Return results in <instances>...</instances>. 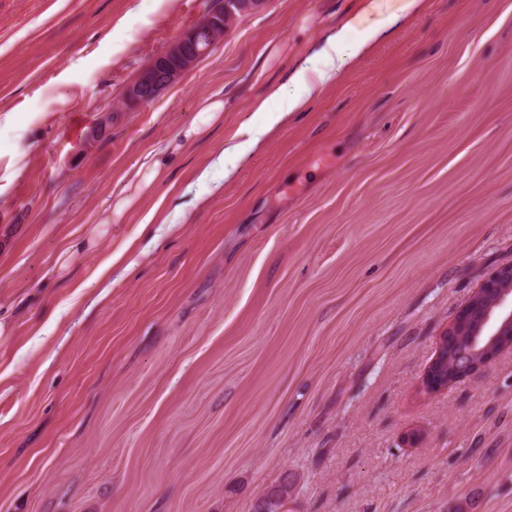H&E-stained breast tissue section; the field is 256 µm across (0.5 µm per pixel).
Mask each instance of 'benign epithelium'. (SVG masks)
I'll return each mask as SVG.
<instances>
[{
    "mask_svg": "<svg viewBox=\"0 0 512 512\" xmlns=\"http://www.w3.org/2000/svg\"><path fill=\"white\" fill-rule=\"evenodd\" d=\"M263 0H231L226 6V16L247 15L255 11ZM204 28L196 27L183 33L160 57L151 59L137 77L123 90L124 101L132 107L156 100L160 94L176 84L181 77L204 57L218 38L211 27H220L219 19L208 14L203 19ZM493 296L490 303L480 306L469 301L455 322L442 336L441 342L453 343L458 329L467 330L470 340H480L479 351L486 353L485 362L494 360L498 353L489 347L501 336H512V266L496 272L482 287Z\"/></svg>",
    "mask_w": 512,
    "mask_h": 512,
    "instance_id": "1",
    "label": "benign epithelium"
}]
</instances>
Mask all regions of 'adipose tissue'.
<instances>
[{
  "mask_svg": "<svg viewBox=\"0 0 512 512\" xmlns=\"http://www.w3.org/2000/svg\"><path fill=\"white\" fill-rule=\"evenodd\" d=\"M376 34V29L368 28L356 37L348 27L331 34L315 54L316 66L300 67L289 77L291 83L302 87V94L290 95L283 86L273 87L268 96L257 103V111L274 112L283 117L301 109L309 96L319 94L333 83L341 68L357 57ZM170 162V156L163 153L148 156L132 177L118 182L112 190V218L120 219L140 196L151 192L165 177Z\"/></svg>",
  "mask_w": 512,
  "mask_h": 512,
  "instance_id": "obj_1",
  "label": "adipose tissue"
}]
</instances>
